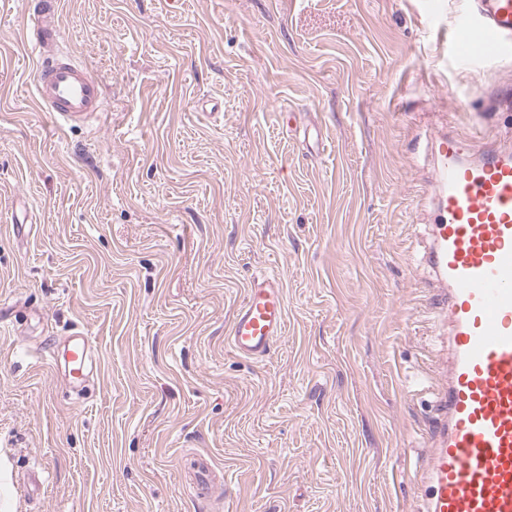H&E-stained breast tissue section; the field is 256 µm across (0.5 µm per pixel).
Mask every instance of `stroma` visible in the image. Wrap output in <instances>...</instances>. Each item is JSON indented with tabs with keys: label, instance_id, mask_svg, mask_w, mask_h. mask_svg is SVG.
Returning <instances> with one entry per match:
<instances>
[{
	"label": "stroma",
	"instance_id": "stroma-1",
	"mask_svg": "<svg viewBox=\"0 0 512 512\" xmlns=\"http://www.w3.org/2000/svg\"><path fill=\"white\" fill-rule=\"evenodd\" d=\"M446 2L58 0L107 106L61 129L0 0V512H419L429 115L512 148V55L458 59ZM259 275L288 319L253 361ZM72 336L83 374L35 358ZM287 303L280 281L271 276L255 277L236 307L227 331V343L241 358H266L283 336ZM193 474L195 479V487L201 494L209 492L211 487V460L204 456H196L193 460Z\"/></svg>",
	"mask_w": 512,
	"mask_h": 512
}]
</instances>
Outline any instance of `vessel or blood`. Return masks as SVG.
Here are the masks:
<instances>
[{"label":"vessel or blood","mask_w":512,"mask_h":512,"mask_svg":"<svg viewBox=\"0 0 512 512\" xmlns=\"http://www.w3.org/2000/svg\"><path fill=\"white\" fill-rule=\"evenodd\" d=\"M25 40L42 111L63 125L100 116L102 84L63 48L57 0H32ZM451 45L467 61L511 56L512 0H475ZM430 150L435 217L420 261L440 284L443 319L432 333L446 359L415 489L422 512H512V152L490 149L466 164L461 139L447 134ZM286 322L280 281L255 277L227 343L239 357L266 358Z\"/></svg>","instance_id":"1"}]
</instances>
